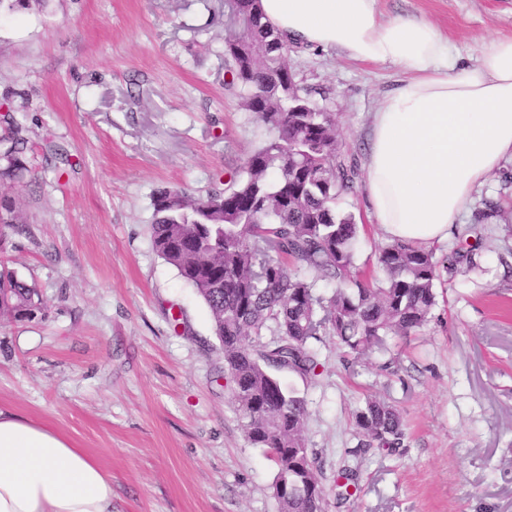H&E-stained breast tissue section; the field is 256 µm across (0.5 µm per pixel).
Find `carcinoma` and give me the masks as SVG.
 Segmentation results:
<instances>
[{"mask_svg": "<svg viewBox=\"0 0 512 512\" xmlns=\"http://www.w3.org/2000/svg\"><path fill=\"white\" fill-rule=\"evenodd\" d=\"M247 20L245 36L226 40L231 84L241 104L274 132L224 188L190 199L162 188L153 197L152 239L158 254L175 267L206 303L224 349V370L244 419L245 436L265 448L277 472L272 484L279 512H321L309 491L288 490V471L304 451L303 481L321 487L306 446L305 399L284 389L271 369L316 376L311 344L334 336L360 355L390 335L406 336L429 321L441 272L452 274L462 255L435 252L395 240L378 249L384 278L357 272L354 245L359 227L337 199L353 190L358 164L342 156L336 113L317 106L288 67V43L263 21L259 0H237ZM14 125L0 154V182L28 171L27 140ZM0 223L18 231L25 222L6 200ZM336 282L329 297L315 291V278ZM40 309L35 291L0 272V310L21 320ZM275 339L260 342L266 330ZM355 425L369 444L397 448L403 437L400 413L368 399Z\"/></svg>", "mask_w": 512, "mask_h": 512, "instance_id": "obj_1", "label": "carcinoma"}]
</instances>
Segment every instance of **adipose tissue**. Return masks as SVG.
I'll use <instances>...</instances> for the list:
<instances>
[{"label": "adipose tissue", "mask_w": 512, "mask_h": 512, "mask_svg": "<svg viewBox=\"0 0 512 512\" xmlns=\"http://www.w3.org/2000/svg\"><path fill=\"white\" fill-rule=\"evenodd\" d=\"M284 39L390 64L406 78L370 120L365 193L383 237L446 241L472 193L512 158V36L451 61L425 18L380 21L377 0H260ZM0 512H112V476L65 435L0 411Z\"/></svg>", "instance_id": "1"}]
</instances>
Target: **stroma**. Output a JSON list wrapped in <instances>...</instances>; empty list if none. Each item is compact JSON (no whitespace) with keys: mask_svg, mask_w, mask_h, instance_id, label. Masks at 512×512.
I'll return each instance as SVG.
<instances>
[{"mask_svg":"<svg viewBox=\"0 0 512 512\" xmlns=\"http://www.w3.org/2000/svg\"><path fill=\"white\" fill-rule=\"evenodd\" d=\"M382 19L423 17L462 64L512 36V0H378ZM227 0H47L0 15V151L10 120L31 172L0 185L27 224H0V267L40 309L0 314V410L66 435L112 476V512H278L274 462L250 445L224 352L194 288L150 234L158 189L197 197L271 132L229 85ZM301 84L330 99L346 157L365 163L370 115L404 80L388 64L292 47ZM364 178L340 210L361 226L355 262L385 242ZM502 203L487 215V202ZM472 253L442 275L430 321L353 356L313 343L305 435L328 512H512V159L436 254ZM401 414L399 447L366 446L365 399Z\"/></svg>","mask_w":512,"mask_h":512,"instance_id":"obj_1","label":"stroma"}]
</instances>
